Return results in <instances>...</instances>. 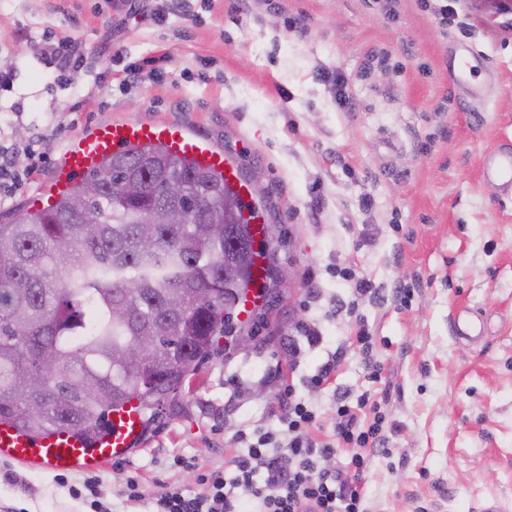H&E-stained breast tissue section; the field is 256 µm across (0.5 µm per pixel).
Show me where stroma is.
Returning a JSON list of instances; mask_svg holds the SVG:
<instances>
[{
  "label": "stroma",
  "instance_id": "35a3bbf8",
  "mask_svg": "<svg viewBox=\"0 0 512 512\" xmlns=\"http://www.w3.org/2000/svg\"><path fill=\"white\" fill-rule=\"evenodd\" d=\"M189 5L161 22L125 0H0V60L15 68L0 102L22 103L0 144L44 154L35 167L19 158L27 176L0 220L49 190L68 141L129 118L183 125L223 150L269 229L249 315L161 399L136 448L96 470L105 502L148 512L122 495L132 477L149 493L197 490L198 468L228 463L236 431L265 423L291 385L322 439L340 396L379 404L388 450L368 456L367 512H479L491 498L512 512V189L483 174L512 148V15L493 0ZM48 36L77 39L98 80L61 85L37 59ZM135 66L150 79L125 84ZM346 268L374 293L354 297ZM339 301L354 314L335 315ZM464 318L482 334L459 336ZM303 322L322 340L293 367ZM336 352L329 381L305 386ZM82 476L0 458V507L88 512L66 488Z\"/></svg>",
  "mask_w": 512,
  "mask_h": 512
}]
</instances>
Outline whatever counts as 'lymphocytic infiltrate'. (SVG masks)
Wrapping results in <instances>:
<instances>
[{
	"instance_id": "1",
	"label": "lymphocytic infiltrate",
	"mask_w": 512,
	"mask_h": 512,
	"mask_svg": "<svg viewBox=\"0 0 512 512\" xmlns=\"http://www.w3.org/2000/svg\"><path fill=\"white\" fill-rule=\"evenodd\" d=\"M58 78L80 85L91 71L76 39L47 43L40 53ZM273 424L239 429L236 440L243 449L230 461L229 470L215 469L201 476L194 494L165 483L151 497L152 512H241L239 495L248 491L256 512H366L361 475L366 453L385 448L384 418L378 405L360 397L357 406L346 399L336 402L333 437L313 436L315 410L294 391L277 398ZM370 408L373 420L361 425L357 408ZM352 449L344 470L329 468L337 448Z\"/></svg>"
}]
</instances>
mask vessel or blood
Here are the masks:
<instances>
[{
  "mask_svg": "<svg viewBox=\"0 0 512 512\" xmlns=\"http://www.w3.org/2000/svg\"><path fill=\"white\" fill-rule=\"evenodd\" d=\"M162 143L167 150L194 164L221 173L226 184L239 195L249 187L239 177L223 150L181 126L139 120L116 119L99 124L75 146L68 148L53 171L57 190H65L73 180L97 167L102 159L127 145ZM109 433L96 442H88L71 431L55 432L32 439L7 423H0V457L18 463H36L51 470L91 469L129 453L144 434L142 409L138 400H130L110 416Z\"/></svg>",
  "mask_w": 512,
  "mask_h": 512,
  "instance_id": "b4317fda",
  "label": "vessel or blood"
}]
</instances>
